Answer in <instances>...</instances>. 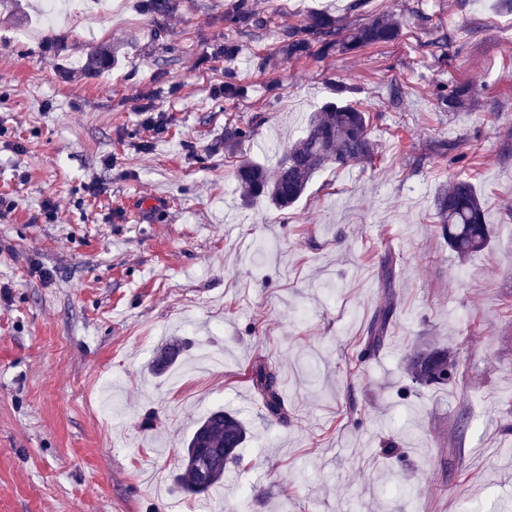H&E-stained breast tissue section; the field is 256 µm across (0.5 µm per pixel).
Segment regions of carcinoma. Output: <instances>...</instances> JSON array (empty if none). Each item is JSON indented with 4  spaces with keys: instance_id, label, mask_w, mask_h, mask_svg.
I'll return each instance as SVG.
<instances>
[{
    "instance_id": "cac0c4a2",
    "label": "carcinoma",
    "mask_w": 512,
    "mask_h": 512,
    "mask_svg": "<svg viewBox=\"0 0 512 512\" xmlns=\"http://www.w3.org/2000/svg\"><path fill=\"white\" fill-rule=\"evenodd\" d=\"M146 11L165 16L177 8V0H145ZM224 22L249 30L265 26L250 0H234L224 13ZM400 25L386 17L343 26L340 19L325 12H313L299 26L282 30L278 52L287 59H300L314 53L328 56L359 48L387 44L401 37ZM349 92L345 85L336 86V101L310 115L303 135L291 145L275 167L253 159H242L236 167L241 196L247 200L264 197L277 208H286L305 193L313 176L330 167H347L370 161L375 143L368 135V116L356 106L340 99ZM472 96L468 84H455L441 89L437 98L443 110L455 112ZM436 209L442 233L448 245L461 259L483 250L490 239V227L472 183L460 178L436 198ZM393 317L392 304L380 308L366 332V348L379 349ZM182 348L167 346L153 362L157 374L166 372L179 359ZM408 371L415 381L426 385H445L454 377V364L448 350L433 348L413 355ZM250 382L261 398L266 414L285 421L288 408L279 387L275 368L263 359L252 365ZM247 439V429L231 410L222 408L208 413L191 434L182 458L178 476L181 488L196 496H204L224 483V472L240 460L239 451Z\"/></svg>"
}]
</instances>
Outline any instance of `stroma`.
<instances>
[{
    "label": "stroma",
    "instance_id": "35a3bbf8",
    "mask_svg": "<svg viewBox=\"0 0 512 512\" xmlns=\"http://www.w3.org/2000/svg\"><path fill=\"white\" fill-rule=\"evenodd\" d=\"M231 2L67 5L49 29L31 5L0 13V512H512V12L253 0L268 24L244 33L224 24ZM317 10L388 15L402 36L284 59L281 28ZM227 42L231 99L214 92ZM101 46L117 63L85 69ZM456 83L474 92L449 114L436 89ZM340 84L370 114L372 162L316 173L285 210L243 203L239 156L274 166ZM228 126L249 131L232 152ZM459 178L492 227L464 260L434 205ZM389 298L387 341L362 356ZM174 338L184 352L153 374ZM429 346L449 350L456 383L409 377ZM259 357L287 421L251 387ZM220 407L248 437L203 501L177 476Z\"/></svg>",
    "mask_w": 512,
    "mask_h": 512
}]
</instances>
